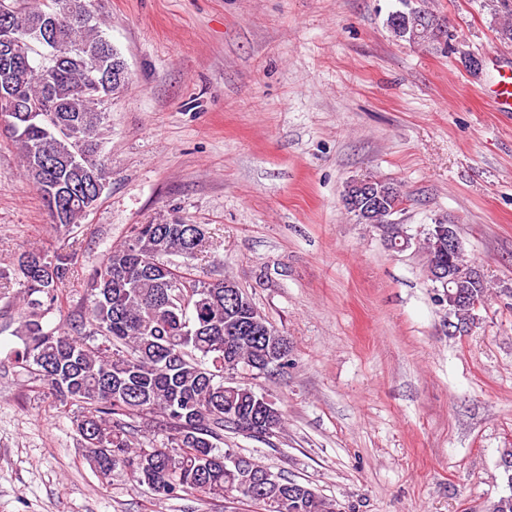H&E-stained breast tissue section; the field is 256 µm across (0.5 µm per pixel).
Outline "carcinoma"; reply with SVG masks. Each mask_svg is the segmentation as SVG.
Listing matches in <instances>:
<instances>
[{"instance_id":"carcinoma-1","label":"carcinoma","mask_w":512,"mask_h":512,"mask_svg":"<svg viewBox=\"0 0 512 512\" xmlns=\"http://www.w3.org/2000/svg\"><path fill=\"white\" fill-rule=\"evenodd\" d=\"M12 25L28 37L21 51L26 58L40 46L47 63H29L13 87L17 111L0 112L4 131L20 151L28 178L42 198L69 196L83 187L74 167L49 164L40 169V157L51 154L67 160L83 149L96 169V180L106 188L107 163L101 157L102 108L125 91L114 86L108 70L123 63L102 35L97 18L79 10L86 0H52V5L28 7L26 0H8ZM404 9L389 14L387 27L398 41L413 42L416 27L427 30L420 43L455 52L456 35L439 40V17L415 6L425 15L415 25ZM494 14H503V40L512 41V0H496ZM61 22L59 42L35 37L49 16ZM52 102L59 114L73 123V133L60 134L48 122L32 125L20 112ZM381 209L374 221L382 224L399 211L404 196L400 185L374 180ZM97 202L77 199L64 214L49 212L52 223L65 233L81 221ZM192 224H133L122 243L112 247L84 280L87 304L67 312L62 323L46 317L62 312L61 289L75 254L30 250L14 269L22 307L15 335L22 348L15 351L21 374L40 382L47 393L79 408L74 421L86 457L106 477L116 471L157 498L175 499L188 490L212 500L237 498L274 512L268 500L285 498L288 512H341L340 505L296 479L281 478L273 489L237 488L233 473L224 470V458L261 466L252 457L222 449L224 432L248 434L243 422L260 392L239 381L234 392L224 390V375L247 368L259 374L292 365V345L285 332L269 326L270 335L244 340L226 330L231 303L224 280H211L188 263L202 253L205 233L193 235ZM182 257L183 263L174 258ZM473 292L487 297L479 281L452 283L449 292ZM154 424L165 432L161 441L137 438L138 424Z\"/></svg>"}]
</instances>
